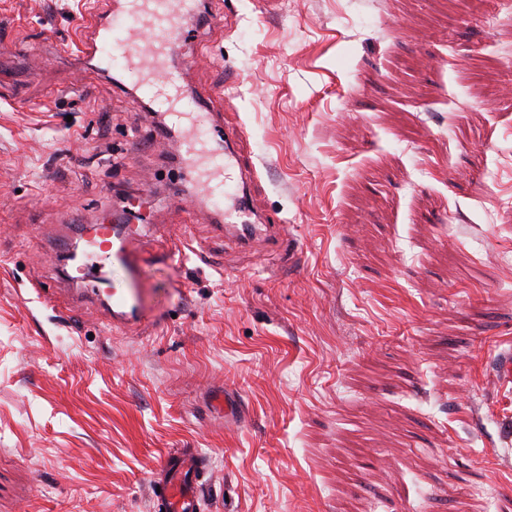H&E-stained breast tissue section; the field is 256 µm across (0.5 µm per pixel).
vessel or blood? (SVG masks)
Returning a JSON list of instances; mask_svg holds the SVG:
<instances>
[{"label": "vessel or blood", "mask_w": 512, "mask_h": 512, "mask_svg": "<svg viewBox=\"0 0 512 512\" xmlns=\"http://www.w3.org/2000/svg\"><path fill=\"white\" fill-rule=\"evenodd\" d=\"M199 0H112L107 14L93 27L78 54L81 66L99 75H116L126 90L139 92L158 108L160 137H178L183 147L182 175L194 182L224 221L225 238L240 248L256 245L284 255L294 239L283 218L260 207L252 193L257 170L245 152V135L234 113L206 111L189 99L182 69L172 63L178 54L181 21L195 14ZM80 238L82 276L109 289L96 296L112 312L113 330L154 326L153 313L143 304L137 286L143 244L139 229L86 224ZM205 469L199 449H185L178 460L165 462L152 478L157 512H199L195 484Z\"/></svg>", "instance_id": "1"}]
</instances>
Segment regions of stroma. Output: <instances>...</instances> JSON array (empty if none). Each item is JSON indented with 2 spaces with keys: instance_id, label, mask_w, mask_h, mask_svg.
Returning <instances> with one entry per match:
<instances>
[{
  "instance_id": "obj_1",
  "label": "stroma",
  "mask_w": 512,
  "mask_h": 512,
  "mask_svg": "<svg viewBox=\"0 0 512 512\" xmlns=\"http://www.w3.org/2000/svg\"><path fill=\"white\" fill-rule=\"evenodd\" d=\"M207 2L186 92L235 79L290 259L225 241L147 100L58 52L106 0H0V512H151L181 448L201 512H512V0ZM124 197L137 332L51 255Z\"/></svg>"
}]
</instances>
